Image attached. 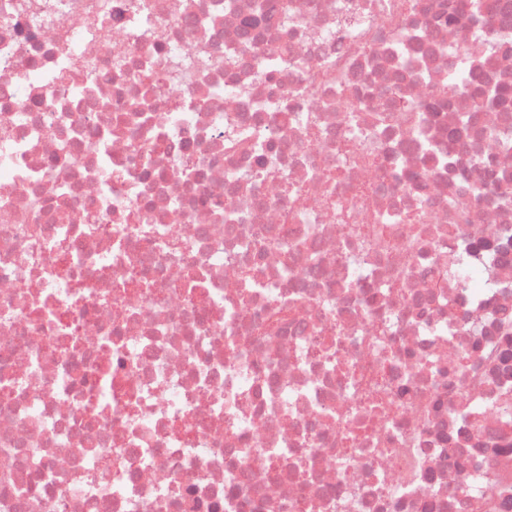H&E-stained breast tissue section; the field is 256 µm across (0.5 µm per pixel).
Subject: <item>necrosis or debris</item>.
Listing matches in <instances>:
<instances>
[{
    "label": "necrosis or debris",
    "instance_id": "obj_1",
    "mask_svg": "<svg viewBox=\"0 0 512 512\" xmlns=\"http://www.w3.org/2000/svg\"><path fill=\"white\" fill-rule=\"evenodd\" d=\"M253 2L0 0V512H512V0Z\"/></svg>",
    "mask_w": 512,
    "mask_h": 512
}]
</instances>
